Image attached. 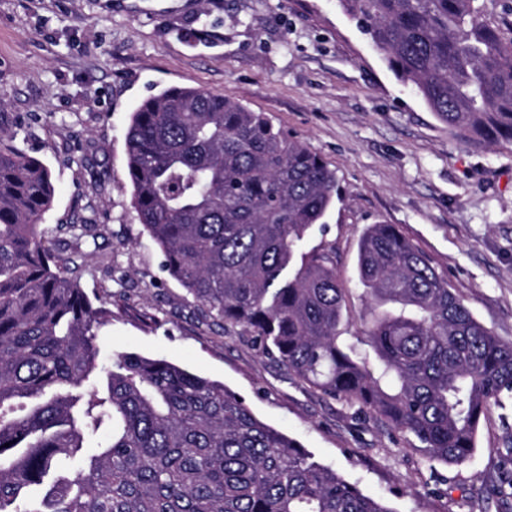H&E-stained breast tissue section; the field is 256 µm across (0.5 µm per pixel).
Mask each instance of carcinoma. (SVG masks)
<instances>
[{
    "label": "carcinoma",
    "instance_id": "1",
    "mask_svg": "<svg viewBox=\"0 0 512 512\" xmlns=\"http://www.w3.org/2000/svg\"><path fill=\"white\" fill-rule=\"evenodd\" d=\"M339 2L440 121L512 144V35L485 0ZM125 151L137 220L204 319L240 327L427 460L472 456L481 419L512 398V343L382 223L358 254L367 330L344 335L333 260L303 249L336 199L319 156L264 113L192 88L141 102ZM54 196L47 166L0 136V512H394L224 385L136 353L104 362L112 310L93 306L77 262L93 225H66L74 250L52 254L41 220Z\"/></svg>",
    "mask_w": 512,
    "mask_h": 512
}]
</instances>
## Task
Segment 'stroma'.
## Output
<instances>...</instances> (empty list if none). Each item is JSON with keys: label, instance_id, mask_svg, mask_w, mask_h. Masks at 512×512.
I'll return each instance as SVG.
<instances>
[{"label": "stroma", "instance_id": "obj_1", "mask_svg": "<svg viewBox=\"0 0 512 512\" xmlns=\"http://www.w3.org/2000/svg\"><path fill=\"white\" fill-rule=\"evenodd\" d=\"M169 87L265 113L335 171L339 198L305 246L331 253L358 336L359 241L382 222L512 342V144L466 141L442 123L339 0H0V132L52 173L42 226L53 252L70 254L61 225L97 227L80 283L112 310L102 359L163 358L223 384L392 512H512L495 494L512 447L511 399L481 421L474 454L445 466L383 420L300 383L240 328L200 320L143 235L126 175L130 115Z\"/></svg>", "mask_w": 512, "mask_h": 512}]
</instances>
